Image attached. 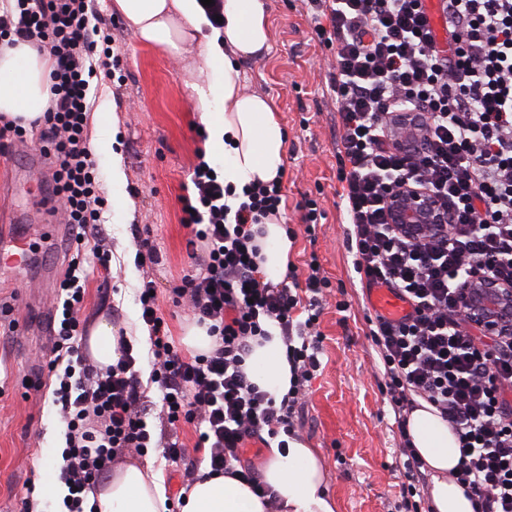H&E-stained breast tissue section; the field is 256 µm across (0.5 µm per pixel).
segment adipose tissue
<instances>
[{"mask_svg": "<svg viewBox=\"0 0 512 512\" xmlns=\"http://www.w3.org/2000/svg\"><path fill=\"white\" fill-rule=\"evenodd\" d=\"M114 9L144 44L170 54L198 44L199 60L189 84L198 103V116L207 131L204 154L224 160L225 184L242 192L251 183L279 180L286 160V134L270 99L244 93L237 65L269 47L266 0H224L223 29H209L199 0H114ZM48 56L27 42L0 47V114L30 125L49 107ZM99 132L92 149L112 157L109 190L125 219L134 203L124 193L123 156L114 152L116 135L109 113L98 112ZM261 269L266 281L277 284L288 273L292 241L284 224L270 218L262 226ZM84 350L91 363L112 365L119 357L118 334L111 318L98 316L87 328ZM251 381L275 399L291 388V365L281 336L253 345L246 359ZM413 445L431 470L429 495L434 512H473L471 500L452 478L459 463L457 437L448 422L429 404H421L408 422ZM262 480L277 496L282 512H334L325 491V472L313 450L294 438L287 450L268 451ZM182 512H267L263 498L236 477L198 475L183 492ZM94 512H167V488L150 464L119 466L98 483Z\"/></svg>", "mask_w": 512, "mask_h": 512, "instance_id": "obj_1", "label": "adipose tissue"}]
</instances>
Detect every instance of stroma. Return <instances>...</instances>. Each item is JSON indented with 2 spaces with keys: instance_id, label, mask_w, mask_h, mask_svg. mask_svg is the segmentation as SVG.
I'll list each match as a JSON object with an SVG mask.
<instances>
[{
  "instance_id": "1",
  "label": "stroma",
  "mask_w": 512,
  "mask_h": 512,
  "mask_svg": "<svg viewBox=\"0 0 512 512\" xmlns=\"http://www.w3.org/2000/svg\"><path fill=\"white\" fill-rule=\"evenodd\" d=\"M112 2L100 0L98 8L112 23L124 81L117 89L108 83L91 85L89 101L116 112L126 183L139 193L134 222H124L111 204L102 214L105 245L113 257L109 268L91 273L79 318L87 322L103 310L117 326H136L141 321L137 289L147 273L156 284L159 310L180 345L191 319L173 306L172 289L192 265L181 199L194 191L191 175L204 142L195 98L185 86L197 50L173 57L141 44ZM268 2L269 48L241 62L240 79L247 92L273 98L287 132L281 218L293 241L289 265L297 278H304L306 260L317 253L330 281L317 326L321 367L295 401V434L319 457L335 512H404L407 479L400 440L391 430L393 418L386 413L368 336L366 317L374 308L353 270L338 195L339 116L327 89L335 49L317 35L308 0ZM39 153L34 132L0 148V237L11 235L16 212L29 209L39 191L54 187L49 159L31 163ZM311 199L323 217L310 235L302 217ZM137 228L149 229L160 252L159 264L146 272L130 259ZM29 241L39 255L38 279L0 268V512H20L37 464L57 458L64 444L52 404L54 376L32 386L27 377L51 356L52 302L69 255L44 246L40 221L32 222Z\"/></svg>"
}]
</instances>
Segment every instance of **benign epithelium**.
<instances>
[{
  "label": "benign epithelium",
  "instance_id": "1",
  "mask_svg": "<svg viewBox=\"0 0 512 512\" xmlns=\"http://www.w3.org/2000/svg\"><path fill=\"white\" fill-rule=\"evenodd\" d=\"M392 223L407 235L448 223L433 196L421 189L403 188L388 198ZM460 310L492 334L512 323V287L472 278L459 300Z\"/></svg>",
  "mask_w": 512,
  "mask_h": 512
}]
</instances>
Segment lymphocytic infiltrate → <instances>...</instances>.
<instances>
[{
  "label": "lymphocytic infiltrate",
  "instance_id": "1",
  "mask_svg": "<svg viewBox=\"0 0 512 512\" xmlns=\"http://www.w3.org/2000/svg\"><path fill=\"white\" fill-rule=\"evenodd\" d=\"M319 35L336 43L330 89L338 104L337 179L341 184L354 271L366 288H387L407 310L368 317L369 335L384 369L383 392L401 437L411 485L424 481L423 459L408 431L419 401L434 407L456 434L460 464L453 477L474 512H512V331L485 337L462 317L459 296L483 276L512 284V0H314ZM94 0H6L0 44L25 41L52 61V106L39 131L56 167L53 195L78 250L59 285V328L49 361L57 386L53 403L65 425L58 480L67 512L84 504L119 452L159 448L168 461L203 453L211 474L247 482L276 507L273 492L246 464L249 445L265 440L287 448L292 404L319 365L309 341L320 317L316 299L330 282L310 254L304 282H266L257 243L264 220L278 216L281 183L234 191L207 162L193 172L197 191L185 200L192 242L203 243L191 271L173 288L211 339L208 350L175 346L156 307L151 278L139 290L141 318L153 357L150 397L136 371L134 347L119 337L120 356L100 368L80 344L77 312L91 268L106 265L103 244H89L105 199L98 161L85 135L89 81L111 79L119 59L108 27L92 24ZM410 112L421 147L398 148L390 120ZM410 186L428 191L448 214L446 229L409 238L390 222L387 198ZM303 318H295V311ZM274 324L287 346L294 381L281 400L251 382L245 361L253 342ZM173 428L193 425L194 448L146 423L153 404Z\"/></svg>",
  "mask_w": 512,
  "mask_h": 512
}]
</instances>
